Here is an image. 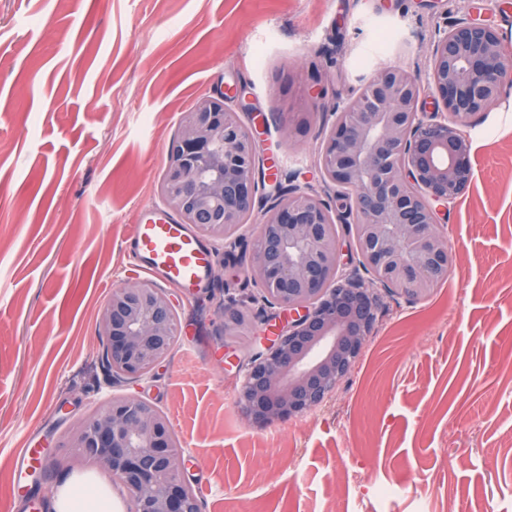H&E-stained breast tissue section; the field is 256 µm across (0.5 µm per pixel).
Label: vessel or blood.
I'll return each instance as SVG.
<instances>
[{
	"label": "vessel or blood",
	"instance_id": "b4317fda",
	"mask_svg": "<svg viewBox=\"0 0 512 512\" xmlns=\"http://www.w3.org/2000/svg\"><path fill=\"white\" fill-rule=\"evenodd\" d=\"M125 249L134 267L189 294L207 288L215 262L189 225L154 207L142 209Z\"/></svg>",
	"mask_w": 512,
	"mask_h": 512
}]
</instances>
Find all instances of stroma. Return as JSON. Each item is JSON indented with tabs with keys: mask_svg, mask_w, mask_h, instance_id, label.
<instances>
[{
	"mask_svg": "<svg viewBox=\"0 0 512 512\" xmlns=\"http://www.w3.org/2000/svg\"><path fill=\"white\" fill-rule=\"evenodd\" d=\"M469 17L512 46V0H0V512H50L93 474L70 431L116 394L167 415L202 512H358L383 486L381 512H512V84L467 128L473 178L439 214L447 281L416 300L378 289L373 336L317 410L248 421L235 385L273 343L267 306L239 326L211 300L260 297L246 270L263 215L281 190L322 188L321 129L359 77H426L438 31ZM240 89L260 164L278 173L212 288H169L171 357L114 381L98 315L145 278L123 242L162 205L184 113ZM23 448L38 461L18 482ZM347 469L362 485H344Z\"/></svg>",
	"mask_w": 512,
	"mask_h": 512,
	"instance_id": "1",
	"label": "stroma"
}]
</instances>
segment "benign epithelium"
Returning <instances> with one entry per match:
<instances>
[{
	"label": "benign epithelium",
	"mask_w": 512,
	"mask_h": 512,
	"mask_svg": "<svg viewBox=\"0 0 512 512\" xmlns=\"http://www.w3.org/2000/svg\"><path fill=\"white\" fill-rule=\"evenodd\" d=\"M512 69L490 24L462 21L434 42L429 78L443 117L424 119L414 72L382 67L333 108L319 168L336 207L295 188L260 224L249 276L288 313L268 352L254 358L238 390L249 422L266 427L316 408L336 388L372 334L378 304L367 283L420 299L448 279L453 254L438 224L472 180L462 127L495 103ZM239 105L202 96L170 143L159 186L165 205L202 235L223 241L244 224L259 185L257 140ZM354 216L353 271L341 283L340 215ZM178 310L150 280L119 287L98 317L113 377L136 382L178 342ZM82 462L112 476L130 512H201L183 477L185 452L169 419L134 395L114 396L71 430Z\"/></svg>",
	"instance_id": "7a95c632"
}]
</instances>
